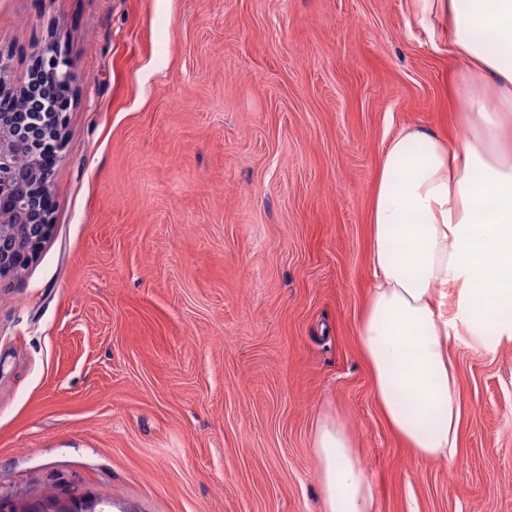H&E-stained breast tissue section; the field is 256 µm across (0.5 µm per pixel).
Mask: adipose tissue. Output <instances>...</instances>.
I'll return each mask as SVG.
<instances>
[{
  "instance_id": "obj_1",
  "label": "adipose tissue",
  "mask_w": 512,
  "mask_h": 512,
  "mask_svg": "<svg viewBox=\"0 0 512 512\" xmlns=\"http://www.w3.org/2000/svg\"><path fill=\"white\" fill-rule=\"evenodd\" d=\"M414 17L458 62L450 102L471 133L454 143L414 127L387 140L358 337L386 421L438 460L454 457L461 422L452 329L512 335V0H414ZM313 448L323 512H375L344 424L321 418Z\"/></svg>"
}]
</instances>
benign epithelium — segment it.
<instances>
[{
    "mask_svg": "<svg viewBox=\"0 0 512 512\" xmlns=\"http://www.w3.org/2000/svg\"><path fill=\"white\" fill-rule=\"evenodd\" d=\"M38 76L28 72L17 81L12 58L0 51V100L15 98L26 105L22 112H0V277L25 266L52 235L51 213L38 207V195L49 190L52 168L42 158L55 160L65 143L68 103L58 102L46 112H38L37 97L58 86H72V64L57 46L39 50L35 56ZM24 138L28 165L34 177L30 196L25 192L18 164L16 144Z\"/></svg>",
    "mask_w": 512,
    "mask_h": 512,
    "instance_id": "1",
    "label": "benign epithelium"
}]
</instances>
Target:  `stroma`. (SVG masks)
<instances>
[{
  "instance_id": "1",
  "label": "stroma",
  "mask_w": 512,
  "mask_h": 512,
  "mask_svg": "<svg viewBox=\"0 0 512 512\" xmlns=\"http://www.w3.org/2000/svg\"><path fill=\"white\" fill-rule=\"evenodd\" d=\"M412 0H0V50L73 62L54 231L0 278L14 512H322L339 418L377 512H512V336L450 337L452 460L373 396L357 325L386 139L469 128Z\"/></svg>"
}]
</instances>
